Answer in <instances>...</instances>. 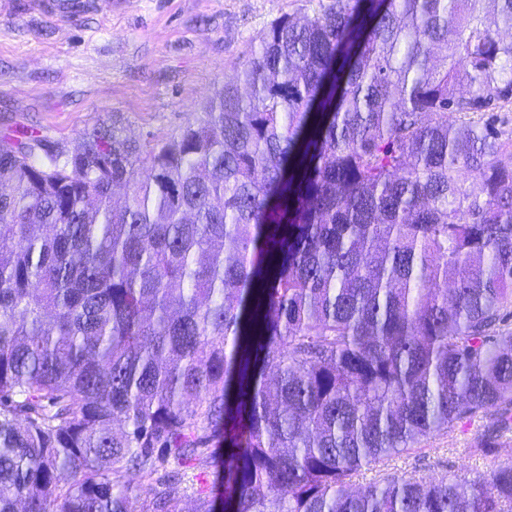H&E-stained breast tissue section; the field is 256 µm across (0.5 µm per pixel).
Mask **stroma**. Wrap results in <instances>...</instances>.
Listing matches in <instances>:
<instances>
[{"label":"stroma","instance_id":"1","mask_svg":"<svg viewBox=\"0 0 512 512\" xmlns=\"http://www.w3.org/2000/svg\"><path fill=\"white\" fill-rule=\"evenodd\" d=\"M62 14L41 0H0V133L74 148L104 121L145 140L178 132L230 80L283 14L315 0H76ZM484 418L458 422L417 449L363 466L356 488L386 475L464 483L505 463L504 448L469 452Z\"/></svg>","mask_w":512,"mask_h":512}]
</instances>
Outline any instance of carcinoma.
<instances>
[{"instance_id": "1", "label": "carcinoma", "mask_w": 512, "mask_h": 512, "mask_svg": "<svg viewBox=\"0 0 512 512\" xmlns=\"http://www.w3.org/2000/svg\"><path fill=\"white\" fill-rule=\"evenodd\" d=\"M511 30L512 0H330L174 135L1 136L0 512H180L187 465L224 488L194 512H512V461L351 487L512 431ZM485 423L481 416L464 419L449 434H436L415 450L392 456L380 464L364 465L353 476L352 487L378 482L388 474L424 482L450 478L469 483L487 477L492 470L512 460L503 454V448H512V432L510 440L505 439L490 453L473 456L466 448H471L472 438L482 431Z\"/></svg>"}]
</instances>
